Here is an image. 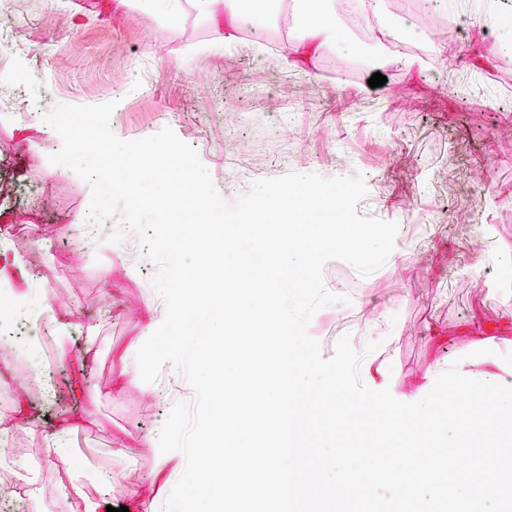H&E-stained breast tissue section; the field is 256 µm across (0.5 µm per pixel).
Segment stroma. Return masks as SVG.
Listing matches in <instances>:
<instances>
[{"instance_id": "35a3bbf8", "label": "stroma", "mask_w": 512, "mask_h": 512, "mask_svg": "<svg viewBox=\"0 0 512 512\" xmlns=\"http://www.w3.org/2000/svg\"><path fill=\"white\" fill-rule=\"evenodd\" d=\"M463 28L443 49L448 59L407 71L378 55L355 78L337 76L341 46L367 54L344 21L310 69L283 68L277 56L251 44L280 37L296 43L301 29L266 17L250 39L211 48L212 24L194 11L172 20L142 10L136 0H24L0 8V230L13 231L5 249L14 264L0 279V320L38 309L60 316L66 331L41 337L30 329L42 376L62 396L33 389L7 391V373L23 365L10 337L0 338V423L24 415L13 440L27 451L14 474L39 465L37 498L0 503V512H71L73 501L126 504L131 495L163 512L173 485L155 479L152 449L143 435L166 420L173 404L193 391L183 375L164 367L149 399L136 353L151 330L146 305L164 315L149 260L132 262L120 245L79 247L90 185L51 164L43 116L60 104L116 107L110 127L127 140L171 127L196 148L221 197L234 202L259 179L288 172L365 177L368 199L358 211L398 223V265L370 276L332 260L324 281L348 285L351 304L319 310L308 331L323 357L335 350L339 320L362 341H379L361 366L372 389L399 401L424 398L448 365L473 354L472 328L512 325V0H432ZM318 79H311L310 71ZM385 85L370 87L374 73ZM292 124L289 140L280 129ZM130 375L120 378L121 367ZM76 428L63 450L48 455L44 438L58 423ZM111 481H103V474Z\"/></svg>"}]
</instances>
